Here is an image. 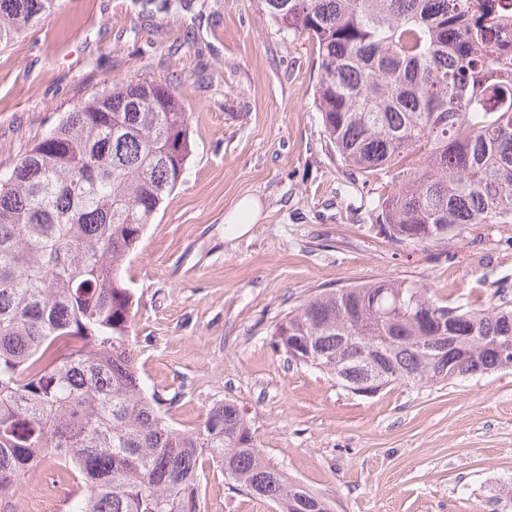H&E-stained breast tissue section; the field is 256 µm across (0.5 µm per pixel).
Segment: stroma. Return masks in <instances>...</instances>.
Masks as SVG:
<instances>
[{"label":"stroma","instance_id":"35a3bbf8","mask_svg":"<svg viewBox=\"0 0 512 512\" xmlns=\"http://www.w3.org/2000/svg\"><path fill=\"white\" fill-rule=\"evenodd\" d=\"M263 0H58L0 46V173L112 82L171 83L192 153L121 275L148 393L181 429L214 405L244 411L258 447L336 512H512V367L371 396L290 362L272 332L311 296L372 280L441 302L512 306V224H470L442 243L382 232V180L336 154L314 103L317 55L263 15ZM245 196L259 218H224ZM205 512H277L201 477ZM82 488L54 462L0 512H69Z\"/></svg>","mask_w":512,"mask_h":512}]
</instances>
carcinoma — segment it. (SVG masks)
Returning <instances> with one entry per match:
<instances>
[{
    "label": "carcinoma",
    "mask_w": 512,
    "mask_h": 512,
    "mask_svg": "<svg viewBox=\"0 0 512 512\" xmlns=\"http://www.w3.org/2000/svg\"><path fill=\"white\" fill-rule=\"evenodd\" d=\"M57 0H0V44ZM278 31L316 48L314 93L340 159L389 178L379 223L397 242L439 243L466 224H512V0H264ZM192 146L179 93L127 80L66 113L0 177V500L56 459L84 482L71 512H203L201 472L279 512L334 502L267 461L237 405L173 427L144 389L121 270L180 181ZM402 312L376 321L365 298ZM283 349L346 389L336 371L377 336H396L385 386H433L512 366V308L450 307L430 288L378 280L317 294L276 325ZM462 336L468 355L426 356ZM507 344L505 355L483 348ZM62 342L68 353L49 350Z\"/></svg>",
    "instance_id": "carcinoma-1"
}]
</instances>
